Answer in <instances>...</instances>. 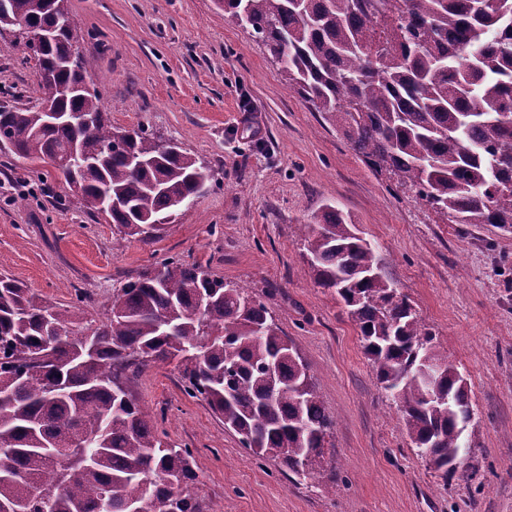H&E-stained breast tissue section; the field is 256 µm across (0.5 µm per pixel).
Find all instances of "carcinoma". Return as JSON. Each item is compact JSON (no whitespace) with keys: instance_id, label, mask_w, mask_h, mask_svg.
Instances as JSON below:
<instances>
[{"instance_id":"carcinoma-1","label":"carcinoma","mask_w":512,"mask_h":512,"mask_svg":"<svg viewBox=\"0 0 512 512\" xmlns=\"http://www.w3.org/2000/svg\"><path fill=\"white\" fill-rule=\"evenodd\" d=\"M288 85L353 149L449 224L512 232V0H220ZM60 0H10V32L36 60L39 109L0 106L3 151L50 163L120 238L149 242L193 204L211 171L144 132L112 126L98 93L78 90L92 62L52 28ZM302 258L359 329L377 384L417 455L452 486L473 480L466 379L374 244L328 205ZM438 371L425 379L422 359ZM177 361L183 389L224 419L250 453L306 478L323 466L334 420L309 367L246 289L171 258L140 272L94 326L0 275V512H131L150 485L158 512H204L187 493L192 451L162 439L129 374Z\"/></svg>"}]
</instances>
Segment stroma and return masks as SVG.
Wrapping results in <instances>:
<instances>
[{
    "label": "stroma",
    "instance_id": "stroma-1",
    "mask_svg": "<svg viewBox=\"0 0 512 512\" xmlns=\"http://www.w3.org/2000/svg\"><path fill=\"white\" fill-rule=\"evenodd\" d=\"M91 84L113 126L178 143L215 175L149 243L117 239L46 164L0 152V273L104 318L115 288L173 257L263 301L335 417L334 458L299 478L241 447L174 364L130 379L193 452L206 512H512V234L449 224L375 172L289 89L218 0H67ZM0 36V101L37 108L36 62ZM373 242L465 376L479 477L444 487L380 390L356 326L304 272L301 227L325 206Z\"/></svg>",
    "mask_w": 512,
    "mask_h": 512
}]
</instances>
